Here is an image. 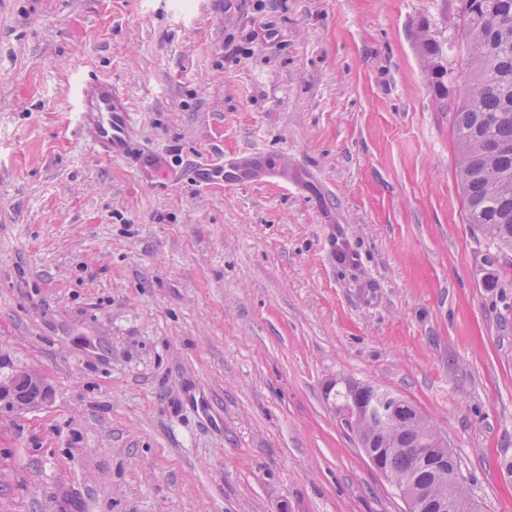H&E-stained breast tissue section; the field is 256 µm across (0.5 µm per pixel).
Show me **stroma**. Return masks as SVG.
Wrapping results in <instances>:
<instances>
[{
	"label": "stroma",
	"mask_w": 512,
	"mask_h": 512,
	"mask_svg": "<svg viewBox=\"0 0 512 512\" xmlns=\"http://www.w3.org/2000/svg\"><path fill=\"white\" fill-rule=\"evenodd\" d=\"M461 8L0 0V376L52 390L0 410V512H404L331 385L411 402L512 512V252L466 220ZM88 74L172 170H276L148 184L70 133ZM248 159L249 163L238 155L224 154V159L217 165L198 162L195 165L194 173L198 182L208 184L217 177H221L222 180L231 179L235 183H248L251 180V171L255 166L267 171H274L264 155L253 153ZM51 389L45 379L31 370H17L0 380V407L23 411L47 403Z\"/></svg>",
	"instance_id": "1"
}]
</instances>
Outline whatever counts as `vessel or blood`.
Returning <instances> with one entry per match:
<instances>
[{"mask_svg":"<svg viewBox=\"0 0 512 512\" xmlns=\"http://www.w3.org/2000/svg\"><path fill=\"white\" fill-rule=\"evenodd\" d=\"M71 132L104 156L133 159L146 179H155L165 172L162 159L153 150L142 147L132 105L111 80L86 77L80 81L73 98ZM267 165L266 157L261 154L246 159L228 154L216 165L197 163L194 173L203 184L217 178L246 183L251 179L253 167Z\"/></svg>","mask_w":512,"mask_h":512,"instance_id":"b4317fda","label":"vessel or blood"}]
</instances>
